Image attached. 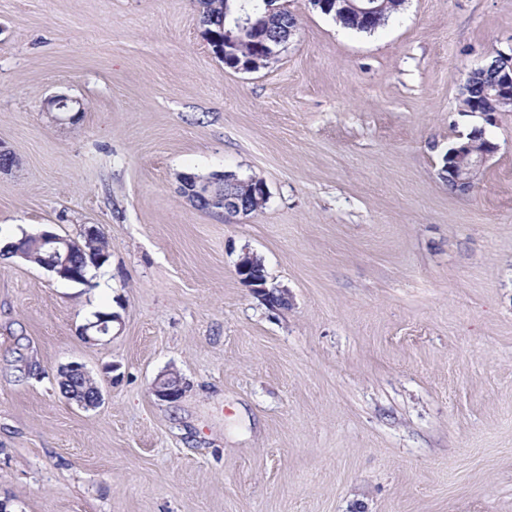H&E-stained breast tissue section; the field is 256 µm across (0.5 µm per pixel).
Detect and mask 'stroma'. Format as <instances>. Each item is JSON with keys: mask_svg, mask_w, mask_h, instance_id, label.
Listing matches in <instances>:
<instances>
[{"mask_svg": "<svg viewBox=\"0 0 512 512\" xmlns=\"http://www.w3.org/2000/svg\"><path fill=\"white\" fill-rule=\"evenodd\" d=\"M278 2L298 32L246 72L194 0H0V239L92 225L109 254L88 287L0 258L11 512H512V111L461 102L512 49V0H407L371 34ZM477 126L498 149L463 193L441 157ZM224 171L264 208L179 192ZM246 251L287 307L242 282ZM73 362L99 407L62 394ZM224 178V194L223 195H213L211 198H204L201 194V188L199 184L205 183L206 179L202 177L192 174L183 173L179 175V183L181 193L187 198V200L193 205L200 207L204 205L207 210H216L221 213L228 215H248L250 213H255L263 208L266 203V199L255 197L251 195V187L249 184L243 183L236 186L235 190L243 197L248 200V203L244 200L242 196L233 192H226L225 189V175L222 173H214L211 176V179L217 180ZM61 372H64L67 377L76 383L87 386L85 393H80L78 390L76 398L72 401L76 402L83 409H94L100 406L103 400L101 389L82 364L71 363Z\"/></svg>", "mask_w": 512, "mask_h": 512, "instance_id": "stroma-1", "label": "stroma"}]
</instances>
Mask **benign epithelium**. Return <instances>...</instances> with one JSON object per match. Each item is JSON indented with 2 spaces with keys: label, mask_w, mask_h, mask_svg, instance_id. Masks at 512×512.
<instances>
[{
  "label": "benign epithelium",
  "mask_w": 512,
  "mask_h": 512,
  "mask_svg": "<svg viewBox=\"0 0 512 512\" xmlns=\"http://www.w3.org/2000/svg\"><path fill=\"white\" fill-rule=\"evenodd\" d=\"M312 6L326 15L342 11L349 13L363 25L371 23L381 9L379 0H310ZM263 0H257L251 9L241 11L234 19L236 30L240 33H252L255 41L259 42V54L245 61L232 57L231 46L235 45L232 34L224 32L220 35L211 30H205L207 41L213 53L224 60L227 66L239 70L256 71L269 66L279 59L280 54L287 47V39L296 35L293 29L288 30L282 37H274L266 42L261 26L253 23V16L261 10ZM488 66L482 70L488 71V87L484 93L472 99L469 113L480 115L485 122L490 123L496 114L504 111L507 106L512 107V52L507 53L493 49L486 55ZM48 112H79L81 104L78 100L67 95H55L46 102ZM497 151V145L488 139H483L481 147L474 144L473 134L461 135L444 156L445 165L441 169L443 178L457 185L467 186L473 190L478 184V178L487 160ZM205 182L202 177L183 173L179 175L181 193L193 205L205 206L208 210H216L228 215H248L250 207L244 198L233 192L214 195L205 198L201 194V184ZM37 245L44 248L45 255L40 257L38 266L57 277H64V272L70 265V256L74 252V241L52 232L42 231L32 235ZM238 275L253 288L264 300H269L271 290L268 286L267 275L264 272L262 257L254 252H244L237 262ZM114 316L100 315L93 322L85 324L82 335L90 342L101 341L102 336L112 332ZM63 372L67 377L79 384L87 386L83 393H77L74 402L83 409H95L102 403L103 397L99 386L86 368L79 363L67 365ZM180 384H172V378L161 376L152 386L153 394L162 401L174 402L182 395Z\"/></svg>",
  "instance_id": "1"
}]
</instances>
